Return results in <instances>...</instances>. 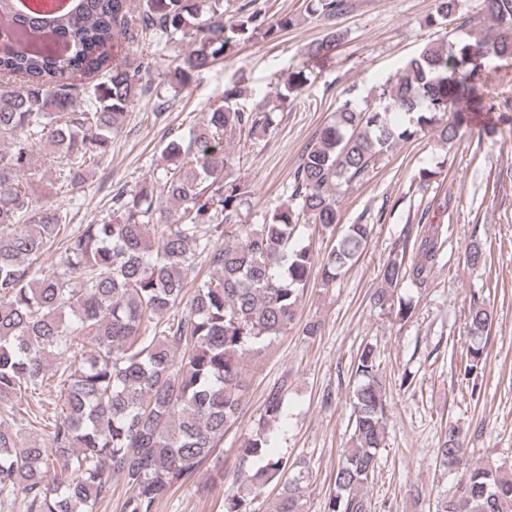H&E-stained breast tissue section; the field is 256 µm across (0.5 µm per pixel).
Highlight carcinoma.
<instances>
[{"label":"carcinoma","instance_id":"1","mask_svg":"<svg viewBox=\"0 0 512 512\" xmlns=\"http://www.w3.org/2000/svg\"><path fill=\"white\" fill-rule=\"evenodd\" d=\"M482 2L488 27L426 44L384 86L377 106L346 101L337 109L301 154L288 201L263 223H236L248 190L228 176L224 141L237 131L253 139L272 134L276 104L252 103L234 85L188 136L166 143L153 179L135 192L114 189L107 219L62 238L68 212L39 200L22 176L43 149L57 166L55 190L85 182L128 113L151 93L143 78L153 60L130 50L165 41L173 50L170 83L183 87L224 58L226 29L243 40L257 33L274 39L299 18L269 20L244 4L228 26L224 0H71L49 10L0 0V24L15 33L0 44V140H9L0 148V505L96 512L117 479L126 488L121 512H157L173 488L209 463L239 418L247 357L295 325L313 268L323 285L334 283L372 232L369 224H349L318 256L300 244L301 223L334 232L338 185L364 180L392 147L425 131L453 146L461 113L486 107L476 79L484 62L512 57V0ZM459 6L435 0L428 24L458 20ZM348 8L349 0H308L306 12L334 21ZM344 39L333 27L308 55L325 57ZM307 81L303 71L290 73L279 102ZM164 200L174 207L160 206ZM442 245L439 225L416 231L412 262L396 255L381 267L373 306L407 319L411 306L395 297L396 288L407 279L425 285ZM59 249L64 258L56 267L36 266ZM200 256L211 275H199ZM492 322L493 310L473 302L470 372L484 359L481 339ZM353 370L351 447L338 461L324 512H367L387 437L386 389L372 346ZM52 377L61 406L43 408L35 420L21 417L25 394L50 403ZM281 411L280 392H270L263 422ZM463 444L448 427L437 458L461 482L439 495L436 512H512V468L473 464ZM240 452L260 465L224 493V512H252L287 466L269 453L263 432ZM265 512H303L299 479L283 485Z\"/></svg>","mask_w":512,"mask_h":512}]
</instances>
